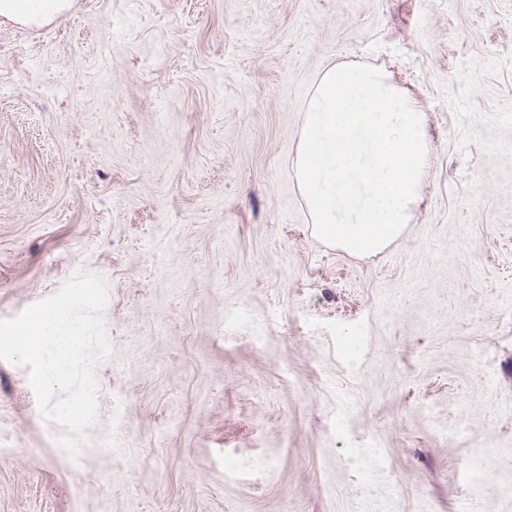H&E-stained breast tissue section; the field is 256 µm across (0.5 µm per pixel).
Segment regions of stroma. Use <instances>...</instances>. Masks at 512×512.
Masks as SVG:
<instances>
[{"instance_id": "stroma-1", "label": "stroma", "mask_w": 512, "mask_h": 512, "mask_svg": "<svg viewBox=\"0 0 512 512\" xmlns=\"http://www.w3.org/2000/svg\"><path fill=\"white\" fill-rule=\"evenodd\" d=\"M354 64L431 148L371 256L318 239L291 168ZM78 272L109 291L97 421L74 468L0 361V512H512V0L0 18V319Z\"/></svg>"}]
</instances>
